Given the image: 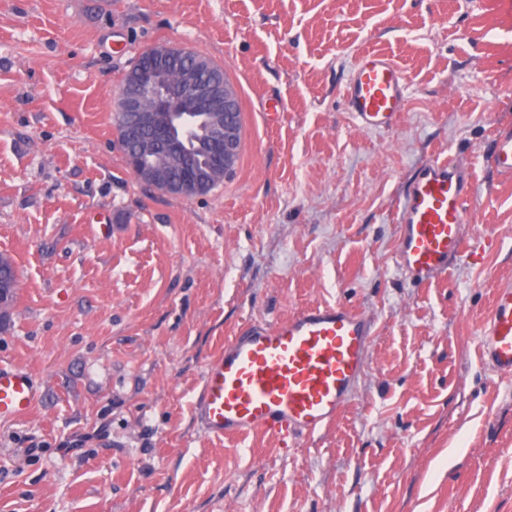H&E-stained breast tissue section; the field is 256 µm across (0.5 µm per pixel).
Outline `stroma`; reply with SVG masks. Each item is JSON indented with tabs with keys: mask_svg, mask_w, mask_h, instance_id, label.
<instances>
[{
	"mask_svg": "<svg viewBox=\"0 0 512 512\" xmlns=\"http://www.w3.org/2000/svg\"><path fill=\"white\" fill-rule=\"evenodd\" d=\"M182 46L242 113L233 173L186 199L138 181L112 106L133 59ZM391 54L408 109L357 128V55ZM512 0H0V253L20 285L0 367V512H512V376L477 337L512 282ZM453 158L471 256L425 286L395 264L419 168ZM342 303L373 320L335 425L282 454L206 435V365L247 322ZM491 168L498 175L512 177V127L497 130ZM37 389L28 371L0 368V418H16L29 413L35 404Z\"/></svg>",
	"mask_w": 512,
	"mask_h": 512,
	"instance_id": "35a3bbf8",
	"label": "stroma"
}]
</instances>
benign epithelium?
I'll return each instance as SVG.
<instances>
[{"label": "benign epithelium", "mask_w": 512, "mask_h": 512, "mask_svg": "<svg viewBox=\"0 0 512 512\" xmlns=\"http://www.w3.org/2000/svg\"><path fill=\"white\" fill-rule=\"evenodd\" d=\"M179 53L171 46L144 52L150 64L139 65L119 89L114 111L132 112L150 130L135 154L128 156L134 176L166 194L192 198L204 185L233 172L241 135L236 91L203 84L190 71L172 74L169 61ZM198 149L212 155L216 165H197Z\"/></svg>", "instance_id": "7a95c632"}]
</instances>
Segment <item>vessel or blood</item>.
Wrapping results in <instances>:
<instances>
[{"mask_svg":"<svg viewBox=\"0 0 512 512\" xmlns=\"http://www.w3.org/2000/svg\"><path fill=\"white\" fill-rule=\"evenodd\" d=\"M344 97L355 125L376 133L392 130L408 106L404 76L390 56L377 52L356 58ZM491 168L512 177V127L498 129ZM471 200L469 175L453 159L420 168L397 215L395 263L405 278L429 284L468 254L461 226ZM371 335L368 316L337 303L311 305L272 324H248L205 368L197 420L207 435L235 439L261 432L290 452L300 437L335 422L365 369ZM477 345L484 365L512 375V283L496 288ZM36 396L28 371L0 368L1 419L26 415Z\"/></svg>","mask_w":512,"mask_h":512,"instance_id":"1","label":"vessel or blood"}]
</instances>
